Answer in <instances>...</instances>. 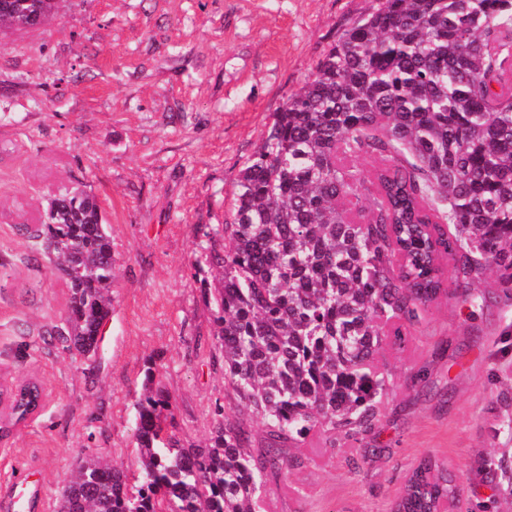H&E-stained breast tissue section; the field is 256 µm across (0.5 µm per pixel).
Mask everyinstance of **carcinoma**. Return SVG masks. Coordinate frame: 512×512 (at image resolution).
I'll use <instances>...</instances> for the list:
<instances>
[{
    "instance_id": "1",
    "label": "carcinoma",
    "mask_w": 512,
    "mask_h": 512,
    "mask_svg": "<svg viewBox=\"0 0 512 512\" xmlns=\"http://www.w3.org/2000/svg\"><path fill=\"white\" fill-rule=\"evenodd\" d=\"M55 0H0V29L46 21ZM386 161L364 211L351 162ZM454 231H448V226ZM224 386L265 427L254 448L228 416L185 448L148 372L135 423L137 484L103 456L82 461L57 512H261L319 428L374 429L388 377L384 337L455 279L512 271V0H377L288 96L240 172L232 223L203 231ZM32 238L68 288L53 335L92 356L112 314V238L96 197L63 188ZM454 479L422 460L394 512H442Z\"/></svg>"
}]
</instances>
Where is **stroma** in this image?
Instances as JSON below:
<instances>
[{"label": "stroma", "mask_w": 512, "mask_h": 512, "mask_svg": "<svg viewBox=\"0 0 512 512\" xmlns=\"http://www.w3.org/2000/svg\"><path fill=\"white\" fill-rule=\"evenodd\" d=\"M374 0H57L36 29L0 31V377L37 380L38 411L0 440V485L40 489L55 512L81 460L137 472L135 419L146 370L173 402L188 448L236 412L215 367L202 298L205 240L231 221L237 181L287 97ZM77 187L112 236V315L101 351L71 357L49 334L67 288L25 224ZM445 290L378 366L390 380L377 426L315 433L268 493L270 512H391L427 456L459 488L455 512H512V296L497 270ZM484 303L469 314L462 299Z\"/></svg>", "instance_id": "stroma-1"}]
</instances>
